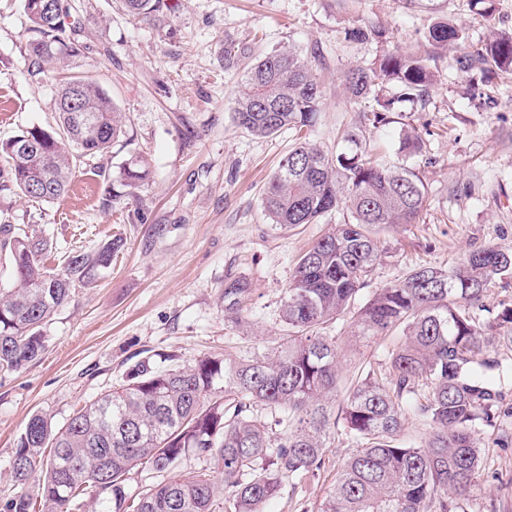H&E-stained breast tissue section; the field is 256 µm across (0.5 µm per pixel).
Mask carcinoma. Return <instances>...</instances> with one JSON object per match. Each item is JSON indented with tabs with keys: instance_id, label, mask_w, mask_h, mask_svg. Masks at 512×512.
Listing matches in <instances>:
<instances>
[{
	"instance_id": "carcinoma-1",
	"label": "carcinoma",
	"mask_w": 512,
	"mask_h": 512,
	"mask_svg": "<svg viewBox=\"0 0 512 512\" xmlns=\"http://www.w3.org/2000/svg\"><path fill=\"white\" fill-rule=\"evenodd\" d=\"M129 15L156 20L167 0H121ZM27 19L30 72L60 76L52 111L55 125H32L0 142V196L22 194L50 202L70 188L85 161L111 152L124 132L126 113L89 75H62V63L80 54L84 29L67 0H22ZM348 41L387 39L384 25L369 22L345 31ZM437 52L459 48L460 68L489 83L512 72V36L471 42L447 20L424 35ZM248 58L251 65L235 100L233 122L257 138L296 135L268 183L262 207L285 228L318 224L344 208L350 219L322 234L298 259L282 302L286 335L278 345L243 359L203 356L188 365H166L150 356L129 368L124 384L77 410L63 424L33 414L18 437L11 468L19 491L3 512H264L284 480L315 477L325 467L336 434L334 403L339 352L322 325L345 316L352 335L374 338L401 329L405 339L391 353L389 381L375 373L351 384L340 416L355 444L338 471L322 512H455L475 500L482 468L479 436L495 427L502 394L488 377L499 368L494 330L512 325V307L498 311L485 299L512 279V250L486 246L455 266H421L382 288L351 312L366 277L381 256L374 228L413 224L425 202V184L407 159L421 153L415 129L399 137L401 160L381 164L347 132L348 148L329 154L305 133L317 124L322 89L310 61L294 48L253 53L251 45L224 43V70ZM433 55L397 49L366 66L343 71L342 85L354 112L386 122L400 106H423L436 81ZM91 113L96 129L80 132L76 111ZM145 155L123 162L119 181L137 189L150 177ZM103 208L122 195L101 185ZM9 236L12 283L0 288V371H17L46 349V327L78 286L93 288L124 247L115 236L93 253L73 252L51 268L49 241L25 230ZM249 285L224 288V312L236 323ZM488 314L480 319L479 313ZM263 406L283 426L277 433L251 417ZM413 412L426 426L422 446L399 436ZM194 457L205 465L186 469L131 499L132 471L145 465L168 473ZM222 475L214 476L212 467ZM40 477L37 496L27 491Z\"/></svg>"
}]
</instances>
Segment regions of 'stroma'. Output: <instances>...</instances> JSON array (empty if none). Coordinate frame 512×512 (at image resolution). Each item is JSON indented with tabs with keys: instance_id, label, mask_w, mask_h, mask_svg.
I'll list each match as a JSON object with an SVG mask.
<instances>
[{
	"instance_id": "1",
	"label": "stroma",
	"mask_w": 512,
	"mask_h": 512,
	"mask_svg": "<svg viewBox=\"0 0 512 512\" xmlns=\"http://www.w3.org/2000/svg\"><path fill=\"white\" fill-rule=\"evenodd\" d=\"M162 26L133 18L114 0H68L81 20L86 50L69 59L72 73L92 75L126 113L111 153L77 169L68 193L52 202L13 195L0 202V226L34 231L56 260L92 253L112 236L125 246L93 288H75L46 328L41 357L0 372V505L17 491L10 461L28 418L37 412L64 422L106 390L122 384L145 356H173L187 365L205 355L239 358L277 344L281 304L298 258L324 233L321 224H271L261 200L294 140L258 139L231 114L242 69L225 70L224 42L254 41L269 51L293 45L311 54L322 85L321 117L309 139L327 151L344 148L348 128H362L373 156L395 160L404 129L424 141L411 161L426 184L416 223L377 227L383 248L367 292L401 280L420 266L448 267L483 246L512 249V75L473 97L471 75L455 51L436 60L438 78L425 106L394 112L384 125L351 111L341 75L385 51L424 49L423 35L446 19L472 40L512 33V0H495L485 22L472 0H167ZM375 21L386 43L350 42L348 28ZM26 17L20 0H0V141L22 129L54 123V78L28 72ZM141 152L151 177L114 209L102 208L98 185L117 180L130 154ZM249 283L244 324L224 314V286ZM325 335L340 348V388L367 372H391L401 331L354 340L340 324ZM490 378L504 395L497 429L482 434L480 496L470 512L494 502L512 512V345L499 346ZM353 450L337 429L319 477L284 482L265 512H321L336 470Z\"/></svg>"
}]
</instances>
